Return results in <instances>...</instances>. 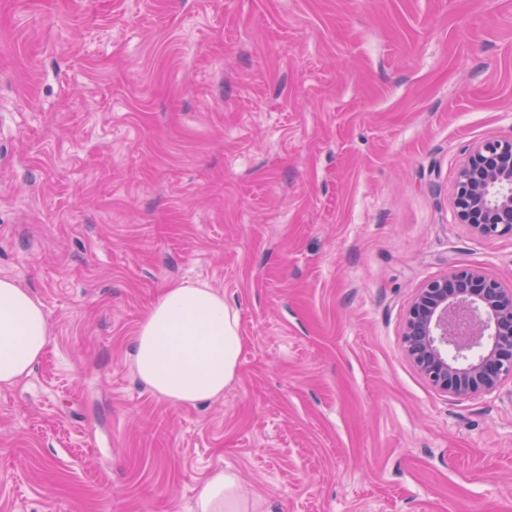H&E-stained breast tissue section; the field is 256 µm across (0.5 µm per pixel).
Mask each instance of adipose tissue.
Instances as JSON below:
<instances>
[{
	"instance_id": "1",
	"label": "adipose tissue",
	"mask_w": 512,
	"mask_h": 512,
	"mask_svg": "<svg viewBox=\"0 0 512 512\" xmlns=\"http://www.w3.org/2000/svg\"><path fill=\"white\" fill-rule=\"evenodd\" d=\"M43 304L15 281L0 278V387L26 377L48 345ZM239 317L222 292L200 282L164 288L139 322L133 343L138 378L159 398L198 406L223 395L237 375ZM235 471L213 469L198 486L193 512H239Z\"/></svg>"
}]
</instances>
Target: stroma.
<instances>
[{
  "label": "stroma",
  "mask_w": 512,
  "mask_h": 512,
  "mask_svg": "<svg viewBox=\"0 0 512 512\" xmlns=\"http://www.w3.org/2000/svg\"><path fill=\"white\" fill-rule=\"evenodd\" d=\"M512 139V0H0V278L49 343L0 388V512H512V377L457 400L401 346L427 279L512 287L457 224ZM239 316L238 375L159 400L137 326L176 281ZM243 496L235 471L218 467L213 469L198 486L194 496L193 512H242L239 502Z\"/></svg>",
  "instance_id": "obj_1"
}]
</instances>
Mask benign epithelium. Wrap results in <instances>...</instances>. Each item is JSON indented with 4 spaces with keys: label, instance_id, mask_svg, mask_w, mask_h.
Masks as SVG:
<instances>
[{
    "label": "benign epithelium",
    "instance_id": "7a95c632",
    "mask_svg": "<svg viewBox=\"0 0 512 512\" xmlns=\"http://www.w3.org/2000/svg\"><path fill=\"white\" fill-rule=\"evenodd\" d=\"M457 223L478 238L512 236V139L474 146L458 172ZM403 349L437 391L465 399L497 389L512 375V289L478 269L451 268L417 290L401 333ZM474 347L482 352L468 361Z\"/></svg>",
    "mask_w": 512,
    "mask_h": 512
}]
</instances>
